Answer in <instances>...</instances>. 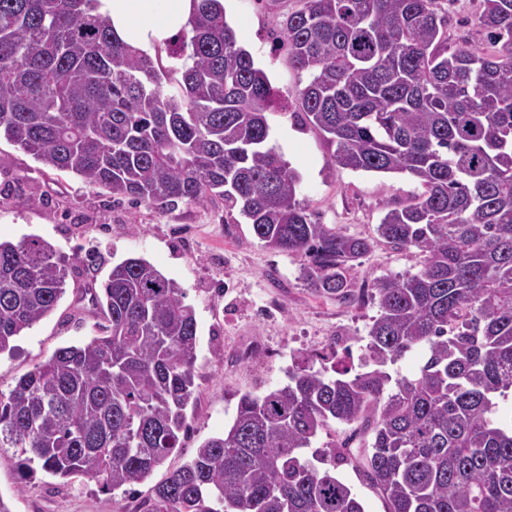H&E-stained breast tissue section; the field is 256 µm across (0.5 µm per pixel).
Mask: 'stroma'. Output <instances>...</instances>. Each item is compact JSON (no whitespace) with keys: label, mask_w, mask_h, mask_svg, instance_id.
<instances>
[{"label":"stroma","mask_w":512,"mask_h":512,"mask_svg":"<svg viewBox=\"0 0 512 512\" xmlns=\"http://www.w3.org/2000/svg\"><path fill=\"white\" fill-rule=\"evenodd\" d=\"M300 6V0H224L239 45L275 91V106L267 114L268 144L299 173L298 200L322 223L374 241L369 253L349 264V300L311 293L299 259L265 247L245 218L225 212L222 202L164 208L117 202L107 191L0 139V154L8 159L0 167V239L16 243L36 236L80 259L56 308L16 337L13 351L0 353V394H9L21 376L58 348L98 335L103 317L87 290L100 288L112 266L127 257L144 258L177 282L198 323V401L187 410L182 448L144 483L109 492L86 476H53L37 461L30 464L29 480L21 481L18 449L0 447V499L10 512H144L154 487L193 458L206 439L223 433L242 394L285 385L289 372L319 364L331 347L345 365L360 370L367 361L368 331L379 314L369 297L373 281L421 269L416 249L376 239L387 207L408 203L421 190L418 181L337 166L325 136L295 115V95L308 76L292 66L282 26ZM480 11L481 0H450L451 41L483 45ZM253 343L269 346V353L240 358L239 349Z\"/></svg>","instance_id":"1"}]
</instances>
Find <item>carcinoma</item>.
Segmentation results:
<instances>
[{"label": "carcinoma", "mask_w": 512, "mask_h": 512, "mask_svg": "<svg viewBox=\"0 0 512 512\" xmlns=\"http://www.w3.org/2000/svg\"><path fill=\"white\" fill-rule=\"evenodd\" d=\"M162 64L122 41L98 0H0V137L112 198L221 200L272 250L302 259L318 296H350L346 264L369 238L313 218L300 177L266 146L273 89L219 0H194ZM486 45L448 44L441 0H301L283 37L308 74L300 113L353 171L407 173L422 192L389 209L379 239L423 255L374 282L372 369L301 366L245 393L220 436L154 488L147 512H365L330 468L352 462L385 512H512V0H483ZM180 73L175 90L164 84ZM76 256L0 241V354L48 315ZM92 303L101 334L61 347L0 395V447L111 491L146 481L180 447L195 401L197 320L140 257ZM412 376L386 365L415 349ZM373 433L307 454L332 422Z\"/></svg>", "instance_id": "cac0c4a2"}]
</instances>
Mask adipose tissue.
I'll use <instances>...</instances> for the list:
<instances>
[{
  "mask_svg": "<svg viewBox=\"0 0 512 512\" xmlns=\"http://www.w3.org/2000/svg\"><path fill=\"white\" fill-rule=\"evenodd\" d=\"M193 9V0H99L98 11L120 39L149 54L188 24Z\"/></svg>",
  "mask_w": 512,
  "mask_h": 512,
  "instance_id": "adipose-tissue-1",
  "label": "adipose tissue"
}]
</instances>
